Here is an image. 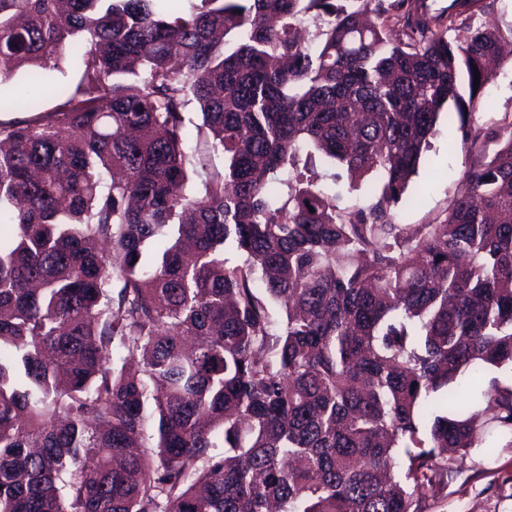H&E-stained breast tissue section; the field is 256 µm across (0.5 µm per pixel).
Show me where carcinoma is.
Segmentation results:
<instances>
[{
	"label": "carcinoma",
	"mask_w": 512,
	"mask_h": 512,
	"mask_svg": "<svg viewBox=\"0 0 512 512\" xmlns=\"http://www.w3.org/2000/svg\"><path fill=\"white\" fill-rule=\"evenodd\" d=\"M160 2L0 0V86L82 61L0 122V512H432L448 449L512 443L499 36L478 0ZM444 113L474 160L411 232ZM81 76L80 59L70 55L62 64L61 71L50 73L45 83H32L23 69L17 72L12 82L1 92L4 106L0 110V122L20 120L28 115L22 107L11 108L6 101L13 99L18 103L36 102L44 110H51L62 102L54 92L56 88L67 87L78 82ZM485 98L488 105L478 109L475 114L476 123L490 126L501 123L504 118L512 119V64L506 60L496 75L485 87Z\"/></svg>",
	"instance_id": "obj_1"
}]
</instances>
